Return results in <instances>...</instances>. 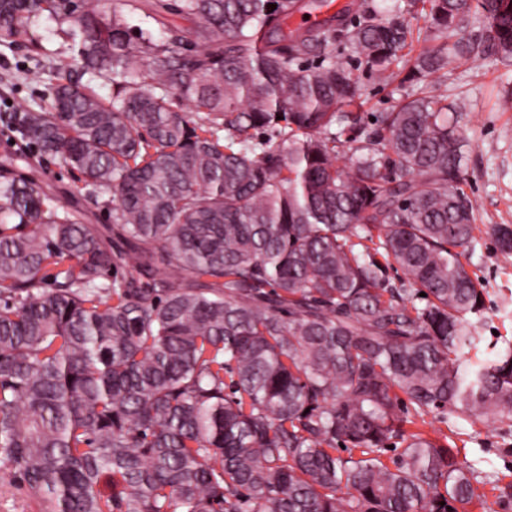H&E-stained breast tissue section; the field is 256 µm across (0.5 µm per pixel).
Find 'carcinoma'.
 Wrapping results in <instances>:
<instances>
[{"label":"carcinoma","mask_w":512,"mask_h":512,"mask_svg":"<svg viewBox=\"0 0 512 512\" xmlns=\"http://www.w3.org/2000/svg\"><path fill=\"white\" fill-rule=\"evenodd\" d=\"M329 4L155 0L159 35L130 25L141 0H0V43L34 51L48 16L70 82L0 114L20 142L0 162V473L44 512L512 501L508 475L409 429L512 419V345L469 357L488 291L464 262L466 98L427 81L511 63L512 0H413L423 32L370 0L289 25ZM354 61L399 91L372 122ZM52 162L112 223L47 190ZM492 235L512 252V226Z\"/></svg>","instance_id":"cac0c4a2"}]
</instances>
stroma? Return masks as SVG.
Segmentation results:
<instances>
[{
	"mask_svg": "<svg viewBox=\"0 0 512 512\" xmlns=\"http://www.w3.org/2000/svg\"><path fill=\"white\" fill-rule=\"evenodd\" d=\"M59 78L49 66L41 84L0 83V113L42 103L47 85ZM434 81L443 91L464 95L469 102L462 114L469 139L463 189L476 207L479 239L470 269L489 290L487 312L479 327L483 341L476 355L490 359L496 347L512 343V253H502L490 234L492 225H512V111L502 112L494 105L498 92L512 91V67L492 57L469 60L446 75L435 76ZM448 425L453 440L462 445L461 460L487 472L503 473L512 468V457L499 452L503 443H512V420H492L474 427L465 416L453 415Z\"/></svg>",
	"mask_w": 512,
	"mask_h": 512,
	"instance_id": "1",
	"label": "stroma"
}]
</instances>
